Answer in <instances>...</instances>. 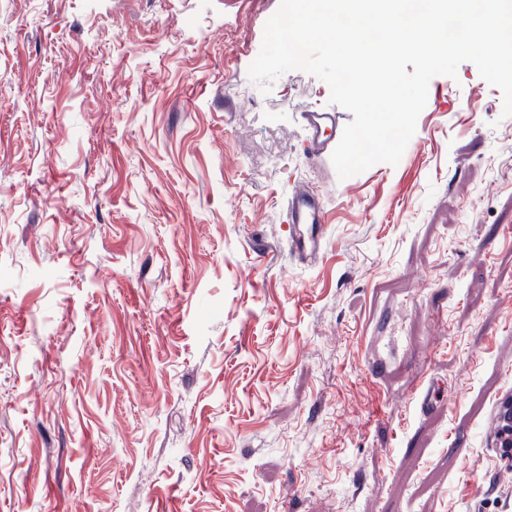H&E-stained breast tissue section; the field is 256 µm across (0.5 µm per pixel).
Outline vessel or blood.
Masks as SVG:
<instances>
[{"label":"vessel or blood","instance_id":"1","mask_svg":"<svg viewBox=\"0 0 512 512\" xmlns=\"http://www.w3.org/2000/svg\"><path fill=\"white\" fill-rule=\"evenodd\" d=\"M304 119L309 131L308 156L312 162H321L330 144L324 132L337 129L342 118L336 112L312 111L305 113ZM323 221V205L319 192L298 190L290 196L288 222L295 230L292 252L299 259L306 261L318 254L321 246L319 230Z\"/></svg>","mask_w":512,"mask_h":512}]
</instances>
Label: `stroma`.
Listing matches in <instances>:
<instances>
[{
  "instance_id": "obj_1",
  "label": "stroma",
  "mask_w": 512,
  "mask_h": 512,
  "mask_svg": "<svg viewBox=\"0 0 512 512\" xmlns=\"http://www.w3.org/2000/svg\"><path fill=\"white\" fill-rule=\"evenodd\" d=\"M279 5L0 0V512H512L502 93L433 78L339 179L329 86L248 78ZM306 127L309 131L308 156L313 163L321 162L329 149L330 137H323L326 128H329L331 135L342 123L339 112H305ZM321 196L318 191L298 190L288 199V224H292L295 230L292 252L302 261L312 259L320 250L318 224H324ZM498 439L500 440L499 447L504 449L502 457L510 458V450H512V448L505 447L512 446V397L507 398L502 404ZM502 442L504 444H502Z\"/></svg>"
}]
</instances>
